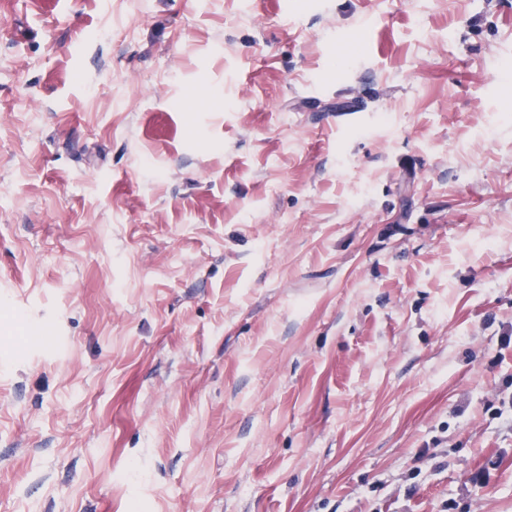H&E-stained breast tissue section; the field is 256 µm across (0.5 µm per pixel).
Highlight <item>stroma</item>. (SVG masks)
<instances>
[{
  "mask_svg": "<svg viewBox=\"0 0 512 512\" xmlns=\"http://www.w3.org/2000/svg\"><path fill=\"white\" fill-rule=\"evenodd\" d=\"M0 512H512V0H0Z\"/></svg>",
  "mask_w": 512,
  "mask_h": 512,
  "instance_id": "1",
  "label": "stroma"
}]
</instances>
